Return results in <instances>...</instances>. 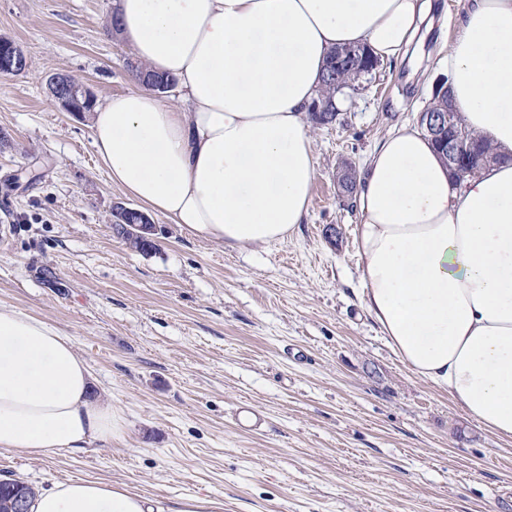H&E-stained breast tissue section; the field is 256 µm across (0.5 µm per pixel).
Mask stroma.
<instances>
[{
  "label": "stroma",
  "mask_w": 512,
  "mask_h": 512,
  "mask_svg": "<svg viewBox=\"0 0 512 512\" xmlns=\"http://www.w3.org/2000/svg\"><path fill=\"white\" fill-rule=\"evenodd\" d=\"M431 4L402 59L311 128L309 214L286 242L223 247L157 215V248L142 254L112 231L113 205L135 199L101 167L88 121L45 86L66 72L100 102L135 88L133 51L107 32L114 0H0V36L31 60L0 74V306L69 336L92 398L109 395L128 422L106 448L0 452V475L117 481L223 512H512V440L413 374L368 316L361 218L336 181L347 164L363 174L446 78L461 0ZM243 402L264 413L261 428L238 427Z\"/></svg>",
  "instance_id": "obj_1"
}]
</instances>
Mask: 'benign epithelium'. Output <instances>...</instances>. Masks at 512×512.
<instances>
[{"mask_svg": "<svg viewBox=\"0 0 512 512\" xmlns=\"http://www.w3.org/2000/svg\"><path fill=\"white\" fill-rule=\"evenodd\" d=\"M29 57L24 49L11 40L0 41V74L9 75L23 72L28 68ZM336 71L372 73L380 62L367 51L357 52L351 48L336 53ZM46 87L53 101L65 112L84 115L95 101L91 88L68 73H54L48 76ZM434 95L442 101L438 109L426 108L419 113L418 126L441 149L453 180L458 181L473 172V154L469 141L451 134L448 103L450 90L445 83L437 85Z\"/></svg>", "mask_w": 512, "mask_h": 512, "instance_id": "obj_1", "label": "benign epithelium"}]
</instances>
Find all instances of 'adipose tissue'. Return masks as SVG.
<instances>
[{"instance_id":"1","label":"adipose tissue","mask_w":512,"mask_h":512,"mask_svg":"<svg viewBox=\"0 0 512 512\" xmlns=\"http://www.w3.org/2000/svg\"><path fill=\"white\" fill-rule=\"evenodd\" d=\"M425 0H116L121 35L177 101L148 87L89 115L112 183L231 247L286 242L317 162L307 112L327 53L399 58ZM452 102L500 155L454 185L422 132L373 150L357 194L362 301L393 353L468 416L512 439V0H463L448 49ZM54 325L0 306V450L40 459L123 437L110 399ZM30 512H166L120 482L55 481Z\"/></svg>"}]
</instances>
